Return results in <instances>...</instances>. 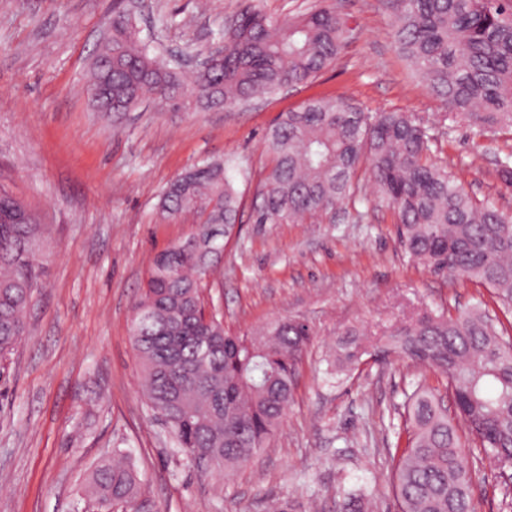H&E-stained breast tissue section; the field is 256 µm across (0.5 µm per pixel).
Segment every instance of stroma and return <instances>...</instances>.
Returning a JSON list of instances; mask_svg holds the SVG:
<instances>
[{
  "label": "stroma",
  "instance_id": "1",
  "mask_svg": "<svg viewBox=\"0 0 512 512\" xmlns=\"http://www.w3.org/2000/svg\"><path fill=\"white\" fill-rule=\"evenodd\" d=\"M352 37L311 83L232 109L152 102L95 111L85 76L112 0H0V182L51 228L27 335L0 397V512H73L94 466L127 450L146 481L147 512H336L370 491V512H399L390 459L407 444L406 401L444 379L408 357L381 354L391 331L428 311L455 313L492 293L452 283L413 261L397 217L367 180L336 213L290 224L251 218L271 162L265 136L281 113L318 97L370 112L414 113L479 203L512 213L500 158L512 130L452 120L399 56L385 0H340ZM242 0H139L143 39L163 56L208 53ZM230 162L242 218L208 275L205 296L224 325L247 333L288 317L311 343L293 400L264 450L232 472L194 471L174 454L168 425L143 395L131 336L133 306L157 252L196 230L164 219L167 184L205 161ZM367 352L335 373L350 330ZM474 512H512V467L479 461Z\"/></svg>",
  "mask_w": 512,
  "mask_h": 512
}]
</instances>
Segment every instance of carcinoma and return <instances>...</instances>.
<instances>
[{"label": "carcinoma", "mask_w": 512, "mask_h": 512, "mask_svg": "<svg viewBox=\"0 0 512 512\" xmlns=\"http://www.w3.org/2000/svg\"><path fill=\"white\" fill-rule=\"evenodd\" d=\"M398 53L453 118L480 130L512 129V0H387ZM351 36L335 0L294 20L263 12L260 0L224 24V57L187 76L141 40L133 13L115 7L111 39L94 56L89 87L112 58V111L143 98L177 107L230 108L315 79ZM429 129L410 112H366L341 99H313L284 112L265 141L272 167L257 189V224H288L349 201L365 169L379 200L397 216L405 251L432 274L479 282L512 309V215L477 203L448 167L432 158ZM161 214L191 215L198 225L231 230L240 200L229 165L191 168L163 192ZM48 225L0 184V374L25 332V314L43 270ZM199 256L177 242L158 252L134 307L132 339L146 399L168 417L186 466L234 470L255 457L293 399L308 326L280 318L251 334L205 315ZM393 348L440 374L442 395L420 386L409 396L407 447L397 456L400 512H473L472 474L481 455L512 463V343L482 305L455 316L428 313L390 335ZM363 340L336 349V367L356 364ZM460 419L467 433L455 423ZM479 453L468 451L470 444ZM143 479L116 448L93 469L85 496L104 509L143 507ZM345 512H366L349 493Z\"/></svg>", "instance_id": "obj_1"}]
</instances>
